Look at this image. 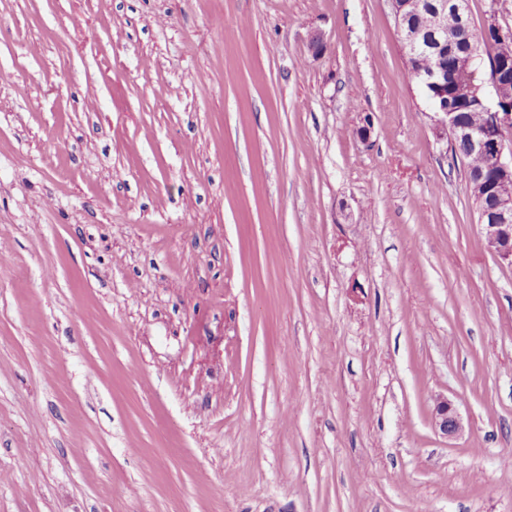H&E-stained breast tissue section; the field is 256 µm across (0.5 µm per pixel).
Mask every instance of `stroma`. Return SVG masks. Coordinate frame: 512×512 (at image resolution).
Masks as SVG:
<instances>
[{"label":"stroma","mask_w":512,"mask_h":512,"mask_svg":"<svg viewBox=\"0 0 512 512\" xmlns=\"http://www.w3.org/2000/svg\"><path fill=\"white\" fill-rule=\"evenodd\" d=\"M443 151L386 0H0V512H512ZM433 425L436 430L447 437H454L462 433L463 421L448 398H440L433 413Z\"/></svg>","instance_id":"1"}]
</instances>
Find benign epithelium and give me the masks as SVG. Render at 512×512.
<instances>
[{
  "label": "benign epithelium",
  "mask_w": 512,
  "mask_h": 512,
  "mask_svg": "<svg viewBox=\"0 0 512 512\" xmlns=\"http://www.w3.org/2000/svg\"><path fill=\"white\" fill-rule=\"evenodd\" d=\"M399 35L401 48L408 67H413L431 46L425 42L421 29L408 23V19L424 10L423 0H386ZM459 17L463 29L473 40L470 51L459 57L458 66L469 68L483 66V55L477 44L491 34L502 42L512 40V28L498 23V2L489 4L482 28L475 31L467 22L469 0H439L430 8L434 44L448 40V26L444 16L448 10ZM416 84L424 91L433 106V132L437 142L452 146L465 142L471 154L484 157L492 170L491 179L469 180L478 211L481 233L488 249L498 259L512 266V109L498 110V103L512 98V76L506 68L494 71L487 82V124L479 129L462 123L459 113L448 106V64L438 54H433L428 69L415 70ZM433 425L447 437L462 433L463 421L453 403L441 398L433 413Z\"/></svg>",
  "instance_id": "obj_1"
}]
</instances>
